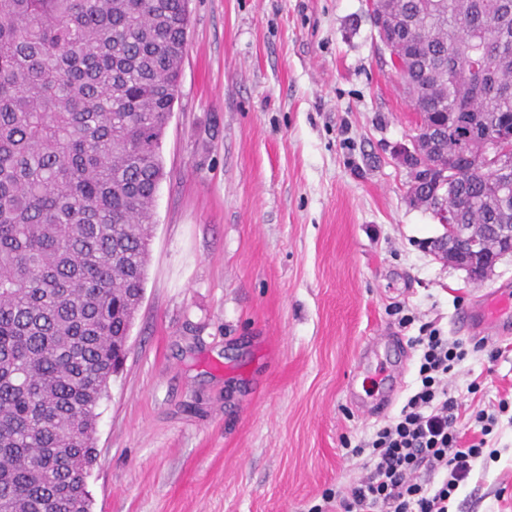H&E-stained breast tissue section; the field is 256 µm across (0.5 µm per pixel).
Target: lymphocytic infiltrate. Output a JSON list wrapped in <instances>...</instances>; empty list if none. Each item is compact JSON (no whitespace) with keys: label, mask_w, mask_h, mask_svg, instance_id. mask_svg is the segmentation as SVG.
Instances as JSON below:
<instances>
[{"label":"lymphocytic infiltrate","mask_w":512,"mask_h":512,"mask_svg":"<svg viewBox=\"0 0 512 512\" xmlns=\"http://www.w3.org/2000/svg\"><path fill=\"white\" fill-rule=\"evenodd\" d=\"M421 350L419 387L398 416L380 427L365 447L366 476L345 490L326 495L335 512H448V502L470 478L483 456L499 413L511 404L501 400L467 410L446 385L468 356L462 341L423 325L414 340ZM427 472L419 480V472Z\"/></svg>","instance_id":"lymphocytic-infiltrate-1"}]
</instances>
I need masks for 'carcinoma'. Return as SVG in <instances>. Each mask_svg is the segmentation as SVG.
<instances>
[{"label":"carcinoma","mask_w":512,"mask_h":512,"mask_svg":"<svg viewBox=\"0 0 512 512\" xmlns=\"http://www.w3.org/2000/svg\"><path fill=\"white\" fill-rule=\"evenodd\" d=\"M417 130L512 124V0H391ZM188 0H0V512H91L99 406L144 294ZM470 159L460 164V155ZM451 220L512 224L477 139Z\"/></svg>","instance_id":"carcinoma-1"}]
</instances>
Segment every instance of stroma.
<instances>
[{
	"label": "stroma",
	"mask_w": 512,
	"mask_h": 512,
	"mask_svg": "<svg viewBox=\"0 0 512 512\" xmlns=\"http://www.w3.org/2000/svg\"><path fill=\"white\" fill-rule=\"evenodd\" d=\"M189 9L92 512H308L363 476L350 448L413 394L422 324L470 346L449 380L464 403L512 400V354L490 358L512 345V315L494 337L455 325L512 287V257L475 283L431 251L443 227L396 157L419 116L366 0ZM491 438L449 512H512V422Z\"/></svg>",
	"instance_id": "stroma-1"
}]
</instances>
